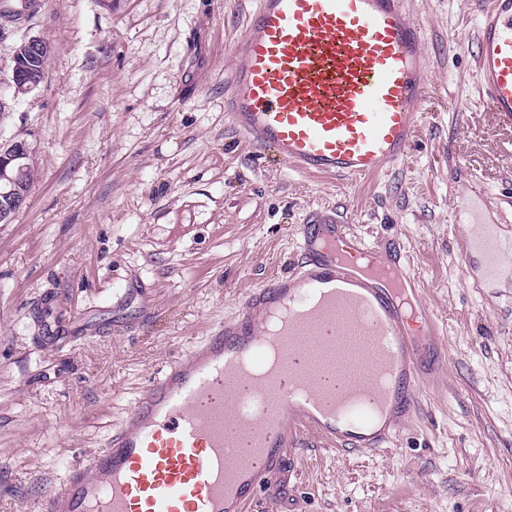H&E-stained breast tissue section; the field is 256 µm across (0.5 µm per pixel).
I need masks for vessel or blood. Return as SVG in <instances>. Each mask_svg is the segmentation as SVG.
Returning a JSON list of instances; mask_svg holds the SVG:
<instances>
[{
    "label": "vessel or blood",
    "mask_w": 512,
    "mask_h": 512,
    "mask_svg": "<svg viewBox=\"0 0 512 512\" xmlns=\"http://www.w3.org/2000/svg\"><path fill=\"white\" fill-rule=\"evenodd\" d=\"M406 0H257L233 48L224 112L303 173L372 178L404 160L429 86ZM489 111L512 126V0H471ZM462 271L512 280V225L475 215ZM296 270L249 293L141 390L88 466L34 512H246L283 488L294 446L375 449L402 428L439 345L399 243L369 242L315 211Z\"/></svg>",
    "instance_id": "1"
}]
</instances>
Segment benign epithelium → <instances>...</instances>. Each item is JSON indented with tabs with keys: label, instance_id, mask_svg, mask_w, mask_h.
<instances>
[{
	"label": "benign epithelium",
	"instance_id": "obj_1",
	"mask_svg": "<svg viewBox=\"0 0 512 512\" xmlns=\"http://www.w3.org/2000/svg\"><path fill=\"white\" fill-rule=\"evenodd\" d=\"M50 52V46L37 37L27 38L16 47L12 56V74L0 83V108L11 107V99L6 97L5 90L12 89L16 95L30 93L42 82L40 72L22 65L23 55H36L46 63ZM31 154V148L24 140L0 143V223L8 222L28 198Z\"/></svg>",
	"mask_w": 512,
	"mask_h": 512
}]
</instances>
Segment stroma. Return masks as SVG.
Returning a JSON list of instances; mask_svg holds the SVG:
<instances>
[{
  "mask_svg": "<svg viewBox=\"0 0 512 512\" xmlns=\"http://www.w3.org/2000/svg\"><path fill=\"white\" fill-rule=\"evenodd\" d=\"M256 0H41L0 40L51 48L0 117L34 183L0 223V512H27L105 448L148 381L291 272L299 228L335 211L397 238L450 353L416 415L374 452L303 436L287 489L250 512H512V287L465 281L451 223L512 206V127L482 104L469 0H408L430 85L409 156L359 181L286 167L224 117V78ZM129 289L115 306L118 289ZM52 301L72 336L48 344Z\"/></svg>",
  "mask_w": 512,
  "mask_h": 512,
  "instance_id": "stroma-1",
  "label": "stroma"
}]
</instances>
